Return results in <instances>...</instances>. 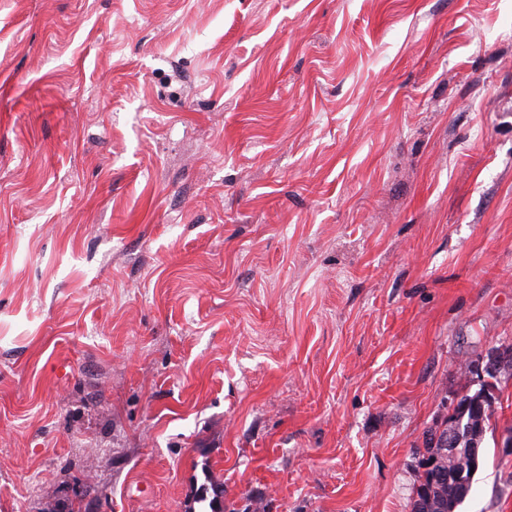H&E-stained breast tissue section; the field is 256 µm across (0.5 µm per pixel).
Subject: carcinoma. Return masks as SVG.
Here are the masks:
<instances>
[{"instance_id":"cac0c4a2","label":"carcinoma","mask_w":512,"mask_h":512,"mask_svg":"<svg viewBox=\"0 0 512 512\" xmlns=\"http://www.w3.org/2000/svg\"><path fill=\"white\" fill-rule=\"evenodd\" d=\"M512 377V361L488 375L471 391L464 387L454 413L429 430L419 453L418 476L409 501L410 512H455L472 489L482 465V444L498 400V384Z\"/></svg>"}]
</instances>
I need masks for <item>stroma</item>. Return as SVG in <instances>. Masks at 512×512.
<instances>
[{
    "instance_id": "stroma-1",
    "label": "stroma",
    "mask_w": 512,
    "mask_h": 512,
    "mask_svg": "<svg viewBox=\"0 0 512 512\" xmlns=\"http://www.w3.org/2000/svg\"><path fill=\"white\" fill-rule=\"evenodd\" d=\"M508 346L512 0H0V512H410Z\"/></svg>"
}]
</instances>
